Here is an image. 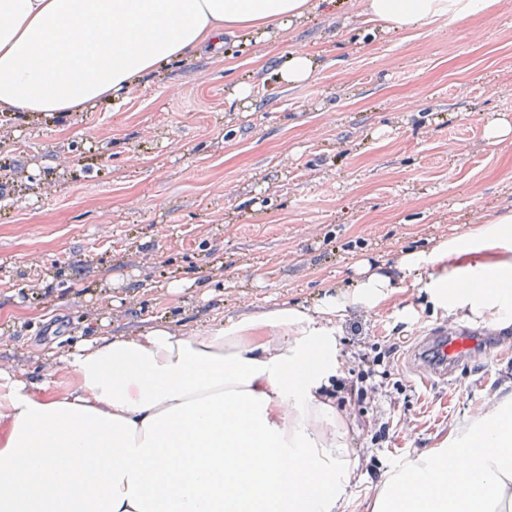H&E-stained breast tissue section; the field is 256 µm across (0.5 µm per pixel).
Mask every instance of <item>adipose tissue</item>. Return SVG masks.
I'll return each mask as SVG.
<instances>
[{
  "label": "adipose tissue",
  "instance_id": "adipose-tissue-1",
  "mask_svg": "<svg viewBox=\"0 0 512 512\" xmlns=\"http://www.w3.org/2000/svg\"><path fill=\"white\" fill-rule=\"evenodd\" d=\"M490 0H365L369 22L407 30ZM309 0H0V112L67 114L112 100L159 63L224 33L302 16ZM512 251V209L442 242L413 267ZM394 288L369 275L316 314L296 308L192 336L156 327L100 336L59 357L79 377L0 369V512H337L355 468L348 428L323 392L340 365L337 321L375 311ZM426 288L444 309L512 318V260L455 264ZM460 448L408 460L373 512L512 510V417L494 407ZM469 453L467 468L455 459Z\"/></svg>",
  "mask_w": 512,
  "mask_h": 512
}]
</instances>
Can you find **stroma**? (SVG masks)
Instances as JSON below:
<instances>
[{"mask_svg": "<svg viewBox=\"0 0 512 512\" xmlns=\"http://www.w3.org/2000/svg\"><path fill=\"white\" fill-rule=\"evenodd\" d=\"M288 26L225 36L142 76L116 101L63 116L0 113V366L49 393L77 385L57 359L100 336L191 335L283 307L314 311L392 273L378 312L335 329L344 368L402 337L391 382L342 409L356 469L338 512H372L408 459L455 448L475 416L512 401V354L488 350L454 377L407 364L421 331L467 327L512 344V321L436 306L411 270L512 209V0L405 31L365 24L362 0H311ZM309 52L310 79L280 70ZM389 439L370 438L376 423Z\"/></svg>", "mask_w": 512, "mask_h": 512, "instance_id": "1", "label": "stroma"}]
</instances>
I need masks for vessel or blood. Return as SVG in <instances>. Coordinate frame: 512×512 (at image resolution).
<instances>
[{"instance_id":"obj_1","label":"vessel or blood","mask_w":512,"mask_h":512,"mask_svg":"<svg viewBox=\"0 0 512 512\" xmlns=\"http://www.w3.org/2000/svg\"><path fill=\"white\" fill-rule=\"evenodd\" d=\"M481 338L469 331H448L438 327L429 329L420 337L412 350L411 362L425 361L424 380L447 379L453 376L460 364L480 351Z\"/></svg>"}]
</instances>
